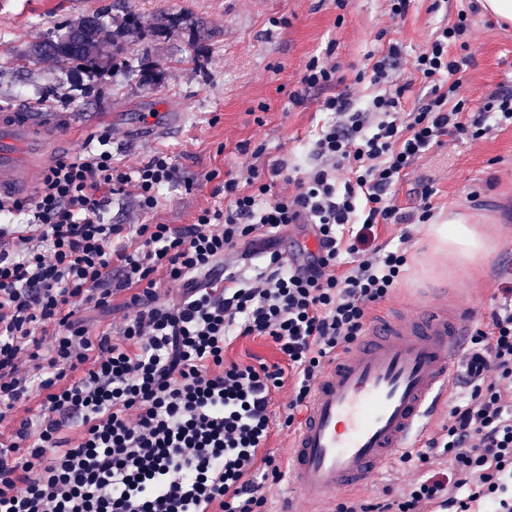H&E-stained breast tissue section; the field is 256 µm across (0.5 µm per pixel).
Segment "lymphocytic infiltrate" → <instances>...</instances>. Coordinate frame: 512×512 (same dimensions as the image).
<instances>
[{"instance_id": "lymphocytic-infiltrate-1", "label": "lymphocytic infiltrate", "mask_w": 512, "mask_h": 512, "mask_svg": "<svg viewBox=\"0 0 512 512\" xmlns=\"http://www.w3.org/2000/svg\"><path fill=\"white\" fill-rule=\"evenodd\" d=\"M469 34L463 15L440 27L403 82L401 46L388 42L353 78L381 89L364 103L336 91L338 62L311 57L289 99L326 91L321 107L336 116L311 169L209 172L224 203L191 225L107 221L117 196L154 213L181 170L166 151L124 166L106 130L48 168L33 199H0V512H266L265 489L285 468L268 447L275 395L290 388L292 427L325 365L396 289L406 256L376 246L379 226L433 216L430 181L411 213L393 187L444 137L478 140L512 122V90L475 111L456 95L462 63L450 49ZM417 83L425 94L404 110ZM293 224L309 225L317 249L266 250L245 272L251 245ZM170 282L180 299L166 298ZM118 295L121 323L90 331L80 311ZM250 336L271 339L281 361L227 359ZM469 344L472 388L423 450L399 458L420 476L391 499L352 495L331 512H471L479 500L512 512L511 287Z\"/></svg>"}]
</instances>
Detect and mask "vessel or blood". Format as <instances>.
<instances>
[{"mask_svg": "<svg viewBox=\"0 0 512 512\" xmlns=\"http://www.w3.org/2000/svg\"><path fill=\"white\" fill-rule=\"evenodd\" d=\"M63 123L37 108L0 112V198L30 196L58 149L76 146ZM468 332L464 312L439 297L375 316L361 342L325 366L290 457L310 512L417 448L425 419L465 372Z\"/></svg>", "mask_w": 512, "mask_h": 512, "instance_id": "1", "label": "vessel or blood"}]
</instances>
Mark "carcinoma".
Listing matches in <instances>:
<instances>
[{"instance_id":"carcinoma-1","label":"carcinoma","mask_w":512,"mask_h":512,"mask_svg":"<svg viewBox=\"0 0 512 512\" xmlns=\"http://www.w3.org/2000/svg\"><path fill=\"white\" fill-rule=\"evenodd\" d=\"M113 29L109 38L101 37L99 17L84 16L67 26L66 32L57 40L46 42L29 55V61L37 62L45 57H66L77 64L76 74L94 69L101 59L123 54L129 38L136 32L133 15L122 20H112Z\"/></svg>"}]
</instances>
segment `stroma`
Wrapping results in <instances>:
<instances>
[{
    "instance_id": "stroma-1",
    "label": "stroma",
    "mask_w": 512,
    "mask_h": 512,
    "mask_svg": "<svg viewBox=\"0 0 512 512\" xmlns=\"http://www.w3.org/2000/svg\"><path fill=\"white\" fill-rule=\"evenodd\" d=\"M139 19L126 54L96 69L87 92L73 87L74 64L65 59L23 64L24 53L57 37L67 22L102 13L111 21L114 0H0V107H40L64 113L90 135L111 130L116 159L136 166L154 153L176 155L192 190L167 186L154 221L185 226L195 213L221 205L204 176L238 169L248 157L239 144L263 147L264 159H284L297 174L311 165L312 139L333 121L319 95L293 105L306 62L334 47L345 74L365 69L381 50L378 30L389 29L404 46L400 75L409 78L416 55L436 29L470 0H411L405 16L387 15L386 0H121ZM458 96L471 108L512 87V24L477 12ZM153 69L144 84L139 71ZM267 111H259V104ZM431 179L434 217L428 224L379 226L376 245L403 246L406 265L390 306L425 304L437 293L482 327L512 285V124L484 139L445 138L395 187L401 207H412L420 179ZM467 217L485 249L473 260L448 253L438 232L449 216Z\"/></svg>"
}]
</instances>
